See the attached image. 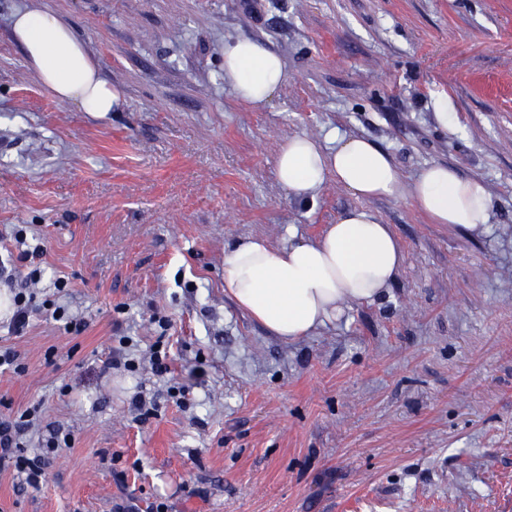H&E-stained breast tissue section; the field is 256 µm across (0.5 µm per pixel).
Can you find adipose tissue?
<instances>
[{
    "label": "adipose tissue",
    "mask_w": 512,
    "mask_h": 512,
    "mask_svg": "<svg viewBox=\"0 0 512 512\" xmlns=\"http://www.w3.org/2000/svg\"><path fill=\"white\" fill-rule=\"evenodd\" d=\"M12 34L27 67L59 102L81 112H118L121 90L103 78L84 43L56 13L21 8ZM287 79L280 56L261 42L224 45V82L237 100L260 106ZM276 171L287 195L314 199L328 178L361 199H407L431 223L475 232L488 224L492 199L483 181L432 164L405 182L387 152L371 140L295 135L280 147ZM405 254L390 225L353 208L315 239L275 246L262 237L224 249V292L271 335L290 341L335 322L349 304H370L392 288Z\"/></svg>",
    "instance_id": "1"
}]
</instances>
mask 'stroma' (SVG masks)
<instances>
[{
    "instance_id": "35a3bbf8",
    "label": "stroma",
    "mask_w": 512,
    "mask_h": 512,
    "mask_svg": "<svg viewBox=\"0 0 512 512\" xmlns=\"http://www.w3.org/2000/svg\"><path fill=\"white\" fill-rule=\"evenodd\" d=\"M24 7L72 27L124 111L38 83L11 31ZM241 38L285 64L261 106L224 84ZM333 132L408 179L434 163L481 179L486 228L332 179L289 198L280 145ZM359 206L405 253L381 300L286 342L225 295L226 245L312 239ZM19 228L44 275L21 336L0 314L27 363L0 372V413L39 406L72 446L39 487L0 470V512H512V0H0L2 266ZM138 394L157 405L143 423Z\"/></svg>"
}]
</instances>
